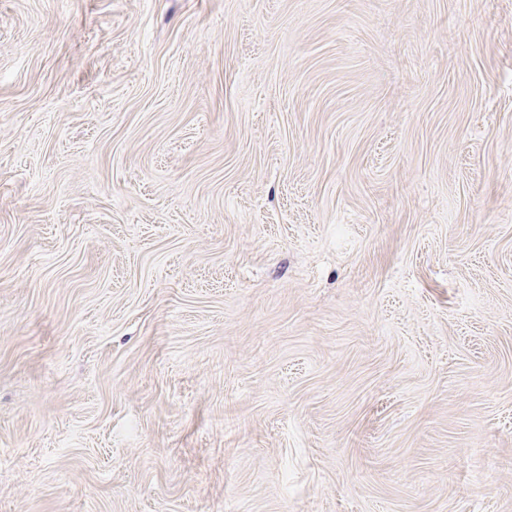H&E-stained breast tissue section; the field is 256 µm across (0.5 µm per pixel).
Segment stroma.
I'll list each match as a JSON object with an SVG mask.
<instances>
[{
  "mask_svg": "<svg viewBox=\"0 0 512 512\" xmlns=\"http://www.w3.org/2000/svg\"><path fill=\"white\" fill-rule=\"evenodd\" d=\"M0 512H512V0H0Z\"/></svg>",
  "mask_w": 512,
  "mask_h": 512,
  "instance_id": "1",
  "label": "stroma"
}]
</instances>
